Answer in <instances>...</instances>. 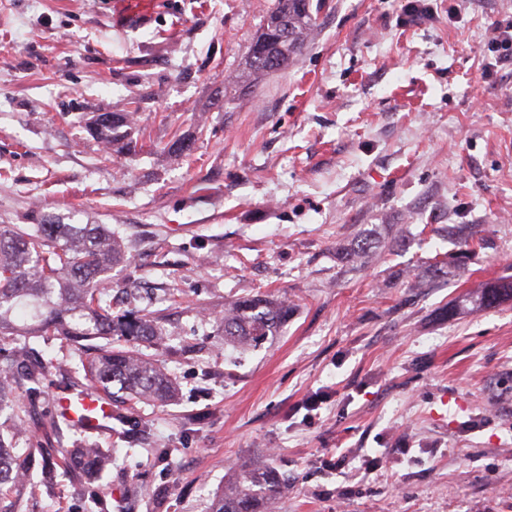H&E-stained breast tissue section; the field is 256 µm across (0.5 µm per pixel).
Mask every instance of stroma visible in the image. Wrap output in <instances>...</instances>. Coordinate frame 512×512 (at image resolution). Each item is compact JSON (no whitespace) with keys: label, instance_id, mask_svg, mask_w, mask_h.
I'll return each mask as SVG.
<instances>
[{"label":"stroma","instance_id":"35a3bbf8","mask_svg":"<svg viewBox=\"0 0 512 512\" xmlns=\"http://www.w3.org/2000/svg\"><path fill=\"white\" fill-rule=\"evenodd\" d=\"M272 3L0 0V224L111 228L128 260L107 306L162 317L140 351L177 386L59 424L90 383L67 340L31 338L39 403L0 436L112 462L33 465L0 495L13 512H207L256 454L288 475L281 512H512V300L462 302L512 277V66L483 54L512 0H321L295 63L235 87ZM138 96L137 153L113 155L91 115ZM176 137L190 157L163 152ZM365 238L380 255L346 263ZM437 262L446 282L410 287ZM248 294L293 312L240 350L219 316ZM45 471L49 477H54L57 468L66 472H81L83 475L97 476L106 466L104 454L98 448H77L72 451L63 461L48 455V448H38Z\"/></svg>","mask_w":512,"mask_h":512}]
</instances>
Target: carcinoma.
Masks as SVG:
<instances>
[{
    "instance_id": "obj_1",
    "label": "carcinoma",
    "mask_w": 512,
    "mask_h": 512,
    "mask_svg": "<svg viewBox=\"0 0 512 512\" xmlns=\"http://www.w3.org/2000/svg\"><path fill=\"white\" fill-rule=\"evenodd\" d=\"M316 24L311 0H274L261 32L246 53L244 82L254 86L285 70L301 54ZM96 137L116 155L131 157L135 118L132 112H100L92 123ZM374 257L372 241L364 239L346 253L348 261L363 265ZM126 261L121 242L104 224H71L45 215L37 224L0 225V336H18L15 347L0 352V414L37 405L44 378L43 364L28 360L25 336H62L83 351L84 340L105 338L122 346L87 358L93 386L115 403L135 399L165 402L175 384L154 362L141 357L133 345L163 339L161 319L154 313L129 309L112 315L102 308L111 286L112 268ZM448 276L434 265L416 276L411 288H427ZM512 300V278L482 289L474 304L490 308ZM288 320V298L246 295L224 306L220 318L224 343L257 346L280 334ZM45 471L56 469L97 476L106 466L97 448H78L60 461L40 449ZM27 476L25 460L0 436V486L18 484ZM288 478L272 464L256 458L233 466L223 491L212 498L208 512H274L286 494Z\"/></svg>"
}]
</instances>
